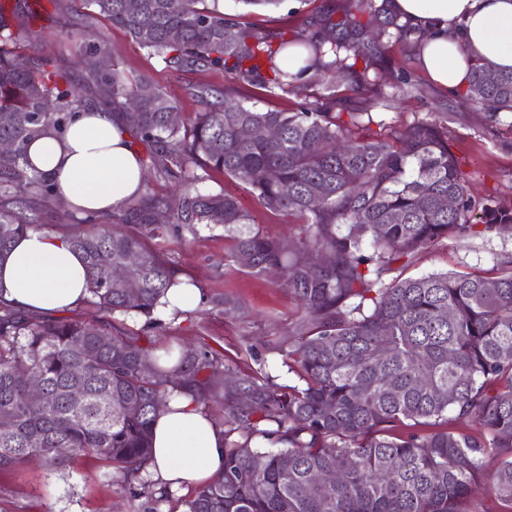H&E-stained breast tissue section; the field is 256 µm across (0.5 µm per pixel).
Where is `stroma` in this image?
<instances>
[{
  "label": "stroma",
  "mask_w": 512,
  "mask_h": 512,
  "mask_svg": "<svg viewBox=\"0 0 512 512\" xmlns=\"http://www.w3.org/2000/svg\"><path fill=\"white\" fill-rule=\"evenodd\" d=\"M36 8L31 20L34 38L23 48L26 55L53 54L69 40L105 42L111 59L127 74L146 76L171 98L179 101L183 117L197 112L199 105L187 87L192 83L224 86L223 74L214 71L176 75L157 58L148 56L122 29L103 18L79 31L69 32L63 21L71 16L76 0H25ZM229 14L271 29L296 31L310 18L352 12L358 18L367 13L359 0H282L278 9L267 12L246 7L238 0H224ZM379 86L368 110L384 131L402 130L432 118L448 130V142L457 155L468 192L476 204L493 199L512 203V112L489 122L486 113L465 93H448L434 86L420 70L415 42L408 38L389 39L377 63ZM318 86L297 82L287 92L248 97L260 110L295 111L315 99ZM201 189L225 190L251 210L263 232L272 237L292 238L300 219L295 215L272 213L257 208L251 195L238 182L217 170L204 172ZM151 245L169 259L175 269L193 280L203 301L192 313L172 318L162 314L167 328L156 337V346L170 344L208 345L223 354L227 364L239 374L251 375L266 369L279 382L296 383L295 375L281 366V349L302 321L298 302L269 275L246 272L232 261V243L222 226L201 229L185 244L170 237L152 239ZM512 264V231L445 238L402 257L391 265L390 277L419 276L442 272L477 273L497 276ZM236 298L240 310L232 316L214 304L221 296ZM145 499H133L124 478L107 469L99 460L80 456L62 471L49 473L42 462L31 459L16 468L0 472V512H146Z\"/></svg>",
  "instance_id": "obj_1"
}]
</instances>
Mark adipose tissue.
<instances>
[{"mask_svg":"<svg viewBox=\"0 0 512 512\" xmlns=\"http://www.w3.org/2000/svg\"><path fill=\"white\" fill-rule=\"evenodd\" d=\"M417 39L420 67L439 88L467 85L476 62L512 71V0H393ZM28 154L50 174L71 207L100 213L136 195L145 172L130 130L109 111L82 112L60 138L35 140ZM88 272L67 235L27 232L0 259V300L43 315L77 308L88 298ZM153 456L142 473L176 489L217 478L224 467V431L191 394H176L154 422Z\"/></svg>","mask_w":512,"mask_h":512,"instance_id":"obj_1","label":"adipose tissue"}]
</instances>
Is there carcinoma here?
<instances>
[{"instance_id": "carcinoma-1", "label": "carcinoma", "mask_w": 512, "mask_h": 512, "mask_svg": "<svg viewBox=\"0 0 512 512\" xmlns=\"http://www.w3.org/2000/svg\"><path fill=\"white\" fill-rule=\"evenodd\" d=\"M80 2L83 21L107 19L174 72L218 71L240 88L269 93L312 76L322 91L295 112L259 111L225 86L191 84L201 109L173 120L176 101L146 77L103 67L106 45L94 42L80 46L89 100L55 58L21 52L32 31L0 4V140L12 143L0 154V258L20 234L42 230L48 211L86 224L70 237L89 271L86 303L141 316L143 332L160 335L165 324L155 310L175 268L145 239L169 234L185 243L198 226L220 224L234 242L233 261L250 254L246 269L256 275L280 268L282 286L304 312L282 350L299 383L279 384L263 370L241 376L206 345L157 353L105 319L24 313L0 301V471L38 458L57 472L91 455L124 475L132 498L166 502L172 491L140 470L152 454L157 411L182 390L206 411L220 401L226 441L224 471L197 487L185 512H466L482 479L512 505V265L494 278L384 279L393 261L450 235L502 230L512 224V207L476 209L437 123L366 134L364 107L338 110L336 73L353 79L359 95L371 93L368 72L383 38L408 33L393 0H370L365 23L325 17L292 35L241 22L219 0ZM290 48L307 54L295 73L277 63ZM467 96L499 120L512 112V72L475 63ZM101 106L128 122L145 146L143 163L172 186L160 194L144 183L109 213L110 229L97 213L65 209L27 153L33 140L61 137L77 114ZM245 126L273 127L279 136L244 139ZM199 169L244 185L265 210L299 215L297 243L262 233L237 197L200 190ZM449 195L454 209L441 206ZM315 252L333 262L311 263ZM103 254L114 266L139 258L125 284L109 286ZM28 373L42 378L41 403L28 396ZM450 412L480 433H392L406 420L422 425ZM234 433L240 440L230 441ZM259 439L271 447L252 446ZM326 470L342 478L315 486L312 477Z\"/></svg>"}]
</instances>
